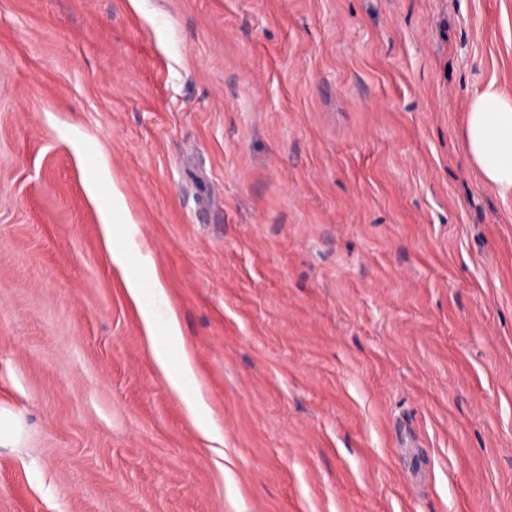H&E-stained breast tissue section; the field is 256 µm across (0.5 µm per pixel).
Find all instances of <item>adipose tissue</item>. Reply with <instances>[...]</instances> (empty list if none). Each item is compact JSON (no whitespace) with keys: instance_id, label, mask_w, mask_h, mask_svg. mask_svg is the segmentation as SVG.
Here are the masks:
<instances>
[{"instance_id":"adipose-tissue-1","label":"adipose tissue","mask_w":512,"mask_h":512,"mask_svg":"<svg viewBox=\"0 0 512 512\" xmlns=\"http://www.w3.org/2000/svg\"><path fill=\"white\" fill-rule=\"evenodd\" d=\"M465 140L485 180L501 195L512 196V96L502 92L495 83H488L472 98L466 115ZM123 212V207L116 203L111 213L105 215L104 240L113 263L123 273L130 299L140 310L154 362L171 390L182 397L187 414L200 434L208 441H220L206 401L191 390L195 372L189 357L181 356L176 362L170 359V349L182 345V334L163 283L155 277L150 284H143L139 273L129 265V256L135 252L140 255L141 265L152 266L153 260L139 252L136 225H115V216Z\"/></svg>"}]
</instances>
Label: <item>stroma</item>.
Here are the masks:
<instances>
[{
	"mask_svg": "<svg viewBox=\"0 0 512 512\" xmlns=\"http://www.w3.org/2000/svg\"><path fill=\"white\" fill-rule=\"evenodd\" d=\"M512 0H0V512H512ZM106 160L224 457L102 238ZM468 152L485 180L512 196V96L488 83L472 98L466 115Z\"/></svg>",
	"mask_w": 512,
	"mask_h": 512,
	"instance_id": "stroma-1",
	"label": "stroma"
}]
</instances>
